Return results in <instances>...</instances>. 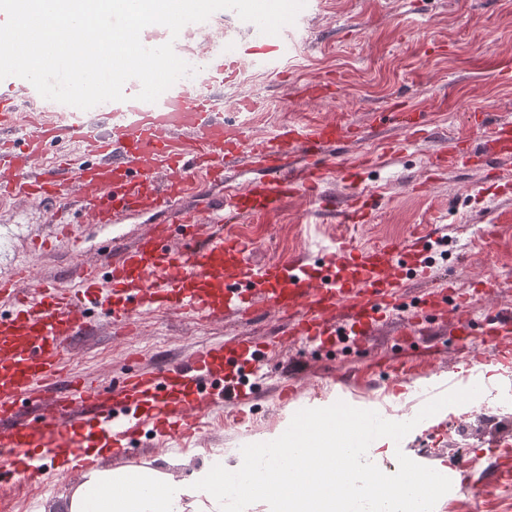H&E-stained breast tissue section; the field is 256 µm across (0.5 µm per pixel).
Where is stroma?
I'll return each instance as SVG.
<instances>
[{
  "label": "stroma",
  "instance_id": "35a3bbf8",
  "mask_svg": "<svg viewBox=\"0 0 512 512\" xmlns=\"http://www.w3.org/2000/svg\"><path fill=\"white\" fill-rule=\"evenodd\" d=\"M294 28L296 43L276 67L254 64L252 72L214 89L227 125L243 128L257 140L284 124L312 126L340 114L366 134L365 139L340 148L338 157L344 161L365 151L383 152L402 138L401 130L381 120L384 112L397 106L428 113L434 136L392 163L365 172L362 185L371 193L368 223L306 220L305 199L293 197L286 200L280 215L264 224L262 238L252 250L253 260L285 261L299 253L314 256L345 237L371 245L405 238L436 221L448 224L454 231L446 249L432 247V265L458 288L472 293L470 328L480 332L485 318L512 304V193L493 195L483 171L473 165L431 181L425 194H413L411 187L426 179V161L434 151L476 138L471 113L484 111L494 121L512 122V84L496 79L501 67H512V0H307ZM318 82L328 85V93L320 98L305 96L304 87ZM245 97L253 100L252 111H236L237 102ZM54 210L50 202L0 198V278L23 263L36 278L65 285L76 265L104 267L103 246L112 230L91 222L77 207L71 218L79 253L66 248L30 251L32 239L51 233ZM493 223L498 226L496 242L489 246L480 232ZM485 279L496 282L494 292L480 289ZM89 319L91 329L65 354V371L100 388L111 387L130 367L187 360L197 344L208 339L268 336L280 322L278 315L269 313L245 325L229 319L202 325L170 311L139 315L125 331L103 313L92 312ZM394 332V326H385L368 352L349 342L327 353L313 345L288 342L275 355L270 375L255 383L258 398L247 421L234 422L224 407H216L196 439L169 450L158 447L151 431H144L132 465L186 475L207 464L209 449L276 439L299 410L338 401L366 409L380 392L388 395L392 420L418 413L425 400L415 393V386L447 377L459 367L456 337L452 326L437 324L417 334L414 351L435 348L439 354L428 359L425 376L397 391L386 374L374 370L378 356L396 350ZM284 373L302 385L299 395L287 401L276 397L277 378ZM434 419L446 422L444 436H436L421 423L401 443L383 439L369 461L392 474L398 468L397 453L414 459L438 446L445 455L432 459L430 466L444 471L458 459L459 445L475 449L492 440L512 445V413L486 417L462 404L442 409ZM80 480L76 469L40 487L7 485L0 488V503L7 512H69L71 493Z\"/></svg>",
  "mask_w": 512,
  "mask_h": 512
}]
</instances>
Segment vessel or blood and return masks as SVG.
<instances>
[{
  "instance_id": "vessel-or-blood-1",
  "label": "vessel or blood",
  "mask_w": 512,
  "mask_h": 512,
  "mask_svg": "<svg viewBox=\"0 0 512 512\" xmlns=\"http://www.w3.org/2000/svg\"><path fill=\"white\" fill-rule=\"evenodd\" d=\"M207 86L232 80L233 58L206 56ZM138 80L125 83V100L111 104L107 127L91 125L73 112L61 122L40 123L21 138L8 137L16 125L13 96L36 97L28 81H0V194L55 200V242H69L65 219L70 191L95 223L117 227L129 215L157 212L163 219L132 245H112L119 255L105 274L86 272L78 288L62 294L17 266L0 279V299L9 301V316L0 318V479L28 484L35 458H56L80 451L91 436L103 440L112 458L126 457L143 424H150L167 446L193 434L210 409L214 394L225 405H246L253 398L245 380L254 375L285 339L307 344L353 330L355 344L368 348L377 331L396 313L407 328L421 329L432 314H463L470 302L453 281L440 277L426 257L433 239L447 225L433 224L402 240L360 247L349 241L327 249L317 262L299 256L291 261L258 264L249 241L228 225L239 218L263 220L280 213L286 199L306 198L310 213L331 208L322 191L330 174L350 182L357 168H372L380 159L362 154L341 165L332 153L353 137L346 120L336 118L310 129L285 125L260 141L226 125L206 89L175 85L156 102L138 100ZM387 121L407 133L408 142L428 134L420 112L394 110ZM471 121L484 138L479 148L488 179L498 182V162L512 157V124L489 125L486 113ZM53 143L78 149L79 161L64 160L52 169L38 163ZM266 166L267 177L247 182L233 193L224 190V173L241 158ZM199 195L192 208L181 206ZM344 224L365 221L361 193L350 192ZM180 235L183 246L169 244ZM431 281L430 291L411 309H403L406 281ZM100 310L128 329L140 310H173L215 322L226 316L254 320L271 310L282 319L280 335L240 341L203 342L184 365L134 370L119 387L103 392L92 383L63 376L62 355L68 341L86 328L90 311ZM500 318L488 319L481 342L493 346L497 363H512V341L502 335Z\"/></svg>"
}]
</instances>
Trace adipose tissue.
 Segmentation results:
<instances>
[{
	"label": "adipose tissue",
	"instance_id": "ef3b65f1",
	"mask_svg": "<svg viewBox=\"0 0 512 512\" xmlns=\"http://www.w3.org/2000/svg\"><path fill=\"white\" fill-rule=\"evenodd\" d=\"M166 486L157 496L156 486ZM69 512H224V471L202 466L189 477L152 467L91 469L83 473Z\"/></svg>",
	"mask_w": 512,
	"mask_h": 512
}]
</instances>
